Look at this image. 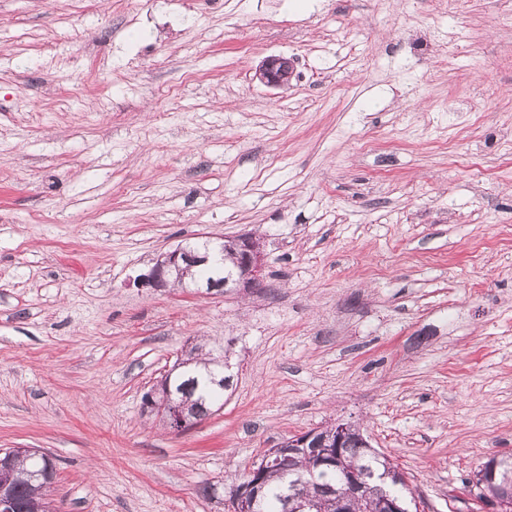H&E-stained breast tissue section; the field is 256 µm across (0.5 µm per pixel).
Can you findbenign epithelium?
<instances>
[{
  "instance_id": "obj_1",
  "label": "benign epithelium",
  "mask_w": 512,
  "mask_h": 512,
  "mask_svg": "<svg viewBox=\"0 0 512 512\" xmlns=\"http://www.w3.org/2000/svg\"><path fill=\"white\" fill-rule=\"evenodd\" d=\"M294 72V60L283 55H273L265 58L256 72L263 84L272 88L288 86ZM233 249L238 252V270L235 275L219 283L206 284L207 290L219 288H243L245 290L258 286L265 267L264 253L260 243L250 233L238 235L229 240ZM198 256L180 246L166 253L156 262L151 271L140 279V285L148 288H168L182 285L186 266L196 262ZM161 399L153 406L157 416L170 428L179 431L195 423L197 420L187 415L184 405L173 399L170 391L169 378L162 380ZM354 425L338 423L331 429H316L300 435L293 436L276 448L263 452V462L253 465L243 481L230 493L229 503L231 512H257L261 504V474L265 467L274 462L286 467L293 454L312 453L314 471L321 473L326 467H343L340 448L347 434ZM503 467L501 480L496 475L489 477L480 473L477 479L491 490V496L496 498L502 506L512 503V468L504 466L502 456H493L490 464L492 470ZM349 492L346 496H339L335 488L317 484V490L305 491L309 484L299 479L293 483L289 496L285 498L286 507L290 512H321L324 500L337 498L340 512H352L351 501L365 497L371 490V484L365 476L355 470H347ZM11 481L8 463L0 461V512H12L11 499L5 490ZM416 503L415 498H406L397 494L385 493L381 499L383 512H413L411 505Z\"/></svg>"
}]
</instances>
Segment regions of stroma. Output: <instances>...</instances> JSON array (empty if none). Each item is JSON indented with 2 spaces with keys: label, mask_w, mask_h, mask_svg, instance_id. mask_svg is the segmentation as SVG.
<instances>
[{
  "label": "stroma",
  "mask_w": 512,
  "mask_h": 512,
  "mask_svg": "<svg viewBox=\"0 0 512 512\" xmlns=\"http://www.w3.org/2000/svg\"><path fill=\"white\" fill-rule=\"evenodd\" d=\"M244 232L258 288L139 286ZM200 341L233 385L177 432L143 396ZM337 419L422 512H498L512 0H0V450L54 459L55 512H230ZM294 72V60L283 55L266 57L256 72L263 84L272 88H284L288 86ZM199 257L193 252L180 246L166 253L160 260H157L151 271L140 279L141 287L168 288L181 286L184 281L183 274L189 265L197 261ZM492 458H493V461L491 462V464L489 466V468H491L493 470L492 475L488 476V479H487L485 477V473H486L485 470L482 471V473H480L482 467H484L485 464L488 462V461H486V462L483 463L481 468L476 472L475 476H477L478 473H480L477 476L476 479L480 480L481 485H483V484L487 485L489 487V489L492 491V493L489 494L487 489H485V491L490 496L496 498L503 507H506L512 501V471H511V462H509L508 459L503 458L504 461L509 464L508 467H505V464L502 461V456L494 455V456H492ZM500 466L504 468V471L502 472V477H501L500 482L496 483L495 472H496L497 468L500 467ZM483 488H485L484 485H483Z\"/></svg>",
  "instance_id": "obj_1"
}]
</instances>
